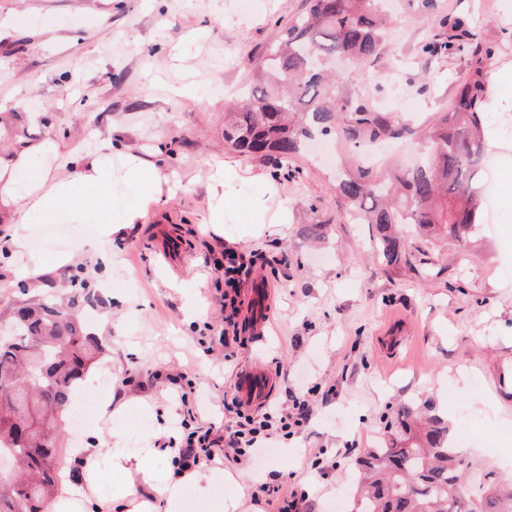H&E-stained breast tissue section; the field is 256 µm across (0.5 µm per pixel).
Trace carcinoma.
Segmentation results:
<instances>
[{
  "instance_id": "carcinoma-1",
  "label": "carcinoma",
  "mask_w": 512,
  "mask_h": 512,
  "mask_svg": "<svg viewBox=\"0 0 512 512\" xmlns=\"http://www.w3.org/2000/svg\"><path fill=\"white\" fill-rule=\"evenodd\" d=\"M305 3V13L279 27L270 53L256 63L257 83L244 90L238 116L224 123L227 149L261 154L279 170L318 134L340 130L356 145L412 133L390 112L341 98L326 68L338 55L358 64L380 57L385 0ZM438 24L448 32L421 45V53L468 54L474 64L458 84L452 110L425 132L421 161L392 182L362 172L336 183L344 204L379 229L388 266L407 260L396 225L416 224L454 240L478 222L484 203L481 115L490 99L484 68L493 52L478 42L465 18L447 16ZM69 287L65 304L48 298L16 304L10 332L0 338V377L11 376L9 385H0V455L11 456L19 472L17 483L0 484V512H43L56 492L57 413L103 352L81 323L83 305L94 296L89 282L75 274ZM471 468L433 406L424 414L413 402L401 403L378 446L358 457L353 512H512V481L488 472L472 483L466 480Z\"/></svg>"
}]
</instances>
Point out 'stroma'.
Segmentation results:
<instances>
[{"mask_svg": "<svg viewBox=\"0 0 512 512\" xmlns=\"http://www.w3.org/2000/svg\"><path fill=\"white\" fill-rule=\"evenodd\" d=\"M303 0H0V113L19 112L31 138L0 164V323L23 296H67L81 273L95 298L84 308L103 352L82 382L91 399L111 398L115 415L91 411L80 432L64 425L55 440L59 470L71 471L77 449L121 444L146 466L173 475L189 386L197 425L224 434V401L237 381L259 370L274 379L270 404L312 396L313 416L299 434L280 440L261 463L219 460L199 465L205 489L185 501L223 497L237 512H276L254 498L258 484L293 493L294 512H350L353 475L363 448L375 446L384 416L404 400L432 401L448 418L455 448L481 467L512 477V461L490 454L487 440L512 437V188H501L494 216H482L464 242L425 240L400 230L428 264L388 266L375 225L359 223L337 197L331 165L311 153L275 177L267 158L224 147V104L254 73L277 22L300 12ZM441 15L468 19L494 46L488 71L512 76V0H442ZM434 25L396 10L385 52L360 70L337 64L348 97H364L416 128L387 142L371 175L418 156L419 134L454 100L469 67L464 56L431 59L418 52ZM497 143L488 160L512 176V125L483 114ZM152 165L158 200L140 204L136 224L112 233L100 253L101 224L114 212L105 197L75 189L76 216L42 212L24 229L29 252L5 249L18 228L17 202L4 191L28 175L35 182L71 177L88 159L112 148ZM232 164L251 178L228 207L221 228L208 222V185ZM275 183L274 202L288 221L244 235L248 203ZM175 240L173 260L163 240ZM244 255L252 272L240 288L237 341L225 346L227 253ZM77 256L56 266V254ZM37 267L41 287L22 294L16 271ZM268 291L266 324L250 317L256 289Z\"/></svg>", "mask_w": 512, "mask_h": 512, "instance_id": "stroma-1", "label": "stroma"}]
</instances>
